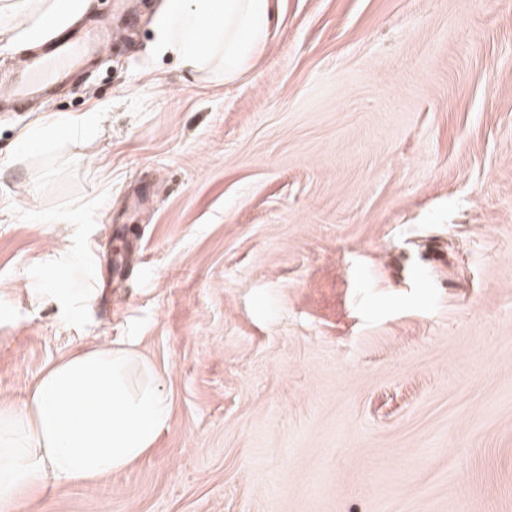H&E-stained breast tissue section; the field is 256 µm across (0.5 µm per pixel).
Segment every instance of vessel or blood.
Wrapping results in <instances>:
<instances>
[{
  "label": "vessel or blood",
  "instance_id": "1",
  "mask_svg": "<svg viewBox=\"0 0 512 512\" xmlns=\"http://www.w3.org/2000/svg\"><path fill=\"white\" fill-rule=\"evenodd\" d=\"M104 50V44L95 33H84L59 43L50 54L25 61L18 67L10 86L12 98L30 100L49 87L63 85L76 65Z\"/></svg>",
  "mask_w": 512,
  "mask_h": 512
}]
</instances>
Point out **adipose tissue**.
<instances>
[{"label": "adipose tissue", "instance_id": "ef3b65f1", "mask_svg": "<svg viewBox=\"0 0 512 512\" xmlns=\"http://www.w3.org/2000/svg\"><path fill=\"white\" fill-rule=\"evenodd\" d=\"M88 0H40L18 11L0 0V22L18 49L41 43L81 16ZM274 0H164L158 24L166 52L184 69L233 79L262 53ZM95 112L49 117L18 140L25 152L59 130L81 134ZM172 412L153 364L126 342L77 351L49 366L22 403L0 401V500L21 508L49 481L94 485L149 454Z\"/></svg>", "mask_w": 512, "mask_h": 512}]
</instances>
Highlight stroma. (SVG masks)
I'll return each instance as SVG.
<instances>
[{
  "mask_svg": "<svg viewBox=\"0 0 512 512\" xmlns=\"http://www.w3.org/2000/svg\"><path fill=\"white\" fill-rule=\"evenodd\" d=\"M161 5L93 0L120 38L0 104V400L131 340L172 401L21 512H512V0H276L229 81ZM99 119L98 112H86L71 117H48L38 127L24 133L18 140L17 148L23 153L38 147L45 141L56 137L60 129L75 134L86 133L99 123Z\"/></svg>",
  "mask_w": 512,
  "mask_h": 512,
  "instance_id": "35a3bbf8",
  "label": "stroma"
}]
</instances>
